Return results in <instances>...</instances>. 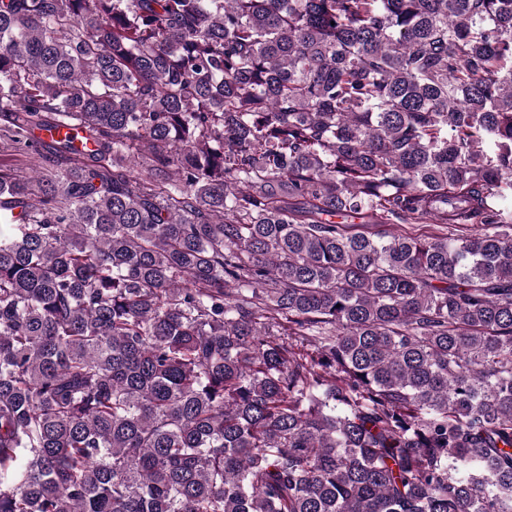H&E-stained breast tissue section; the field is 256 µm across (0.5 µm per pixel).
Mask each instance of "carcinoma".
I'll list each match as a JSON object with an SVG mask.
<instances>
[{
    "label": "carcinoma",
    "mask_w": 512,
    "mask_h": 512,
    "mask_svg": "<svg viewBox=\"0 0 512 512\" xmlns=\"http://www.w3.org/2000/svg\"><path fill=\"white\" fill-rule=\"evenodd\" d=\"M6 153L0 512H512V0H0Z\"/></svg>",
    "instance_id": "carcinoma-1"
}]
</instances>
